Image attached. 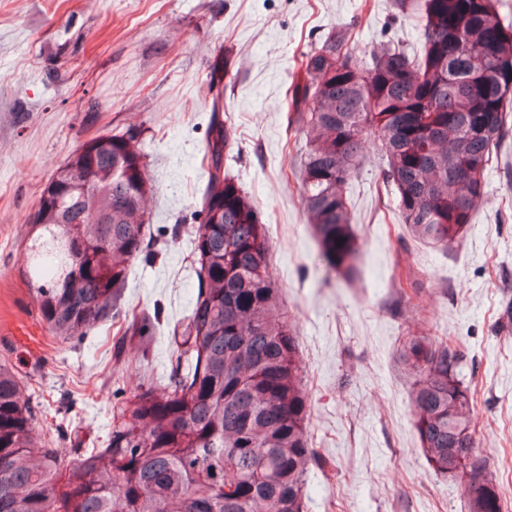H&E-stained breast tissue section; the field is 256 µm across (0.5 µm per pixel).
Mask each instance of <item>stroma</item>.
I'll use <instances>...</instances> for the list:
<instances>
[{
	"instance_id": "obj_1",
	"label": "stroma",
	"mask_w": 512,
	"mask_h": 512,
	"mask_svg": "<svg viewBox=\"0 0 512 512\" xmlns=\"http://www.w3.org/2000/svg\"><path fill=\"white\" fill-rule=\"evenodd\" d=\"M339 27L359 58L393 40L418 50L392 0H0V362L22 374L37 427L72 460L108 444L112 410L139 383L162 385L173 326L197 294L189 241L201 223L213 104L231 129L224 167L271 242L280 311L298 341L309 399L304 512H465L460 482L428 466L399 361L411 336L459 351L485 468L512 512V138L459 244L419 243L399 222L381 154L347 188L359 272H330L301 199L304 137L288 126L302 56ZM133 129L153 185L151 261L136 260L112 322L60 340L24 281L26 217L86 139ZM153 335L106 345L133 316Z\"/></svg>"
}]
</instances>
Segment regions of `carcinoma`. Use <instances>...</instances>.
<instances>
[{
    "mask_svg": "<svg viewBox=\"0 0 512 512\" xmlns=\"http://www.w3.org/2000/svg\"><path fill=\"white\" fill-rule=\"evenodd\" d=\"M393 6L420 22V51L388 42L360 62L340 27L303 56L289 94L305 137L304 209L326 266L344 279L360 252L347 187L367 147L384 156L409 234L448 247L473 223L512 115V23L497 0ZM228 138L215 102L203 220L191 240L197 295L172 330L163 391L144 383L114 408L107 447L65 461L36 432L17 372L0 364V512H303L312 455L296 339L276 315L265 225L224 171ZM144 158L130 130L81 143L28 217L36 235L24 274L59 339L111 320L132 264L148 253ZM147 330L136 317L117 345ZM401 360L428 465L462 482L467 512H503L495 483L469 463L481 442L460 353L422 336Z\"/></svg>",
    "mask_w": 512,
    "mask_h": 512,
    "instance_id": "obj_1",
    "label": "carcinoma"
}]
</instances>
